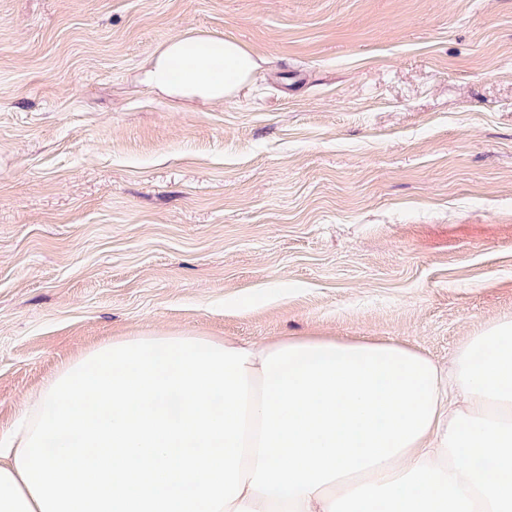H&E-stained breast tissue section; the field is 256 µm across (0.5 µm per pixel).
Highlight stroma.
<instances>
[{"label": "stroma", "instance_id": "1", "mask_svg": "<svg viewBox=\"0 0 512 512\" xmlns=\"http://www.w3.org/2000/svg\"><path fill=\"white\" fill-rule=\"evenodd\" d=\"M233 38V97L142 81ZM512 316V0H0V440L121 336L370 337L448 365ZM257 57L233 39L186 32L147 61L143 82L176 100L220 103L250 82Z\"/></svg>", "mask_w": 512, "mask_h": 512}]
</instances>
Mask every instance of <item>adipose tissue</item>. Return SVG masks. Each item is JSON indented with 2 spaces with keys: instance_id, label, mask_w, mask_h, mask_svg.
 <instances>
[{
  "instance_id": "adipose-tissue-1",
  "label": "adipose tissue",
  "mask_w": 512,
  "mask_h": 512,
  "mask_svg": "<svg viewBox=\"0 0 512 512\" xmlns=\"http://www.w3.org/2000/svg\"><path fill=\"white\" fill-rule=\"evenodd\" d=\"M256 56L232 39L186 32L165 41L142 79L176 100L220 103L250 82ZM291 336L251 345L246 364L261 402L262 362L283 345L330 344ZM436 412L415 443L397 456L304 495L301 512H512V317L475 328L449 369H437ZM0 512H41L13 456L0 457Z\"/></svg>"
}]
</instances>
